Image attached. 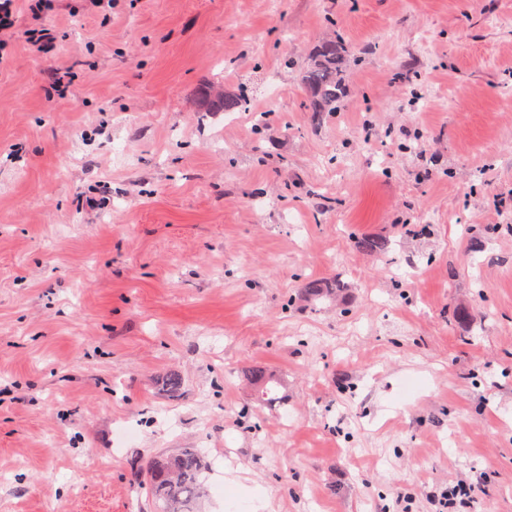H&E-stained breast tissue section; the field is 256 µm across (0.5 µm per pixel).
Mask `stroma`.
Returning a JSON list of instances; mask_svg holds the SVG:
<instances>
[{
	"mask_svg": "<svg viewBox=\"0 0 512 512\" xmlns=\"http://www.w3.org/2000/svg\"><path fill=\"white\" fill-rule=\"evenodd\" d=\"M52 23L51 55L18 36L0 65V512H153L132 474L178 448L201 512H434L461 479L455 512H512V0ZM333 39L349 97L317 126L299 72ZM202 98L207 112H235L246 111L247 99L239 92H226L221 95H212L208 88L203 89ZM251 377L255 385V395L261 403H270L279 399L277 388L283 386L280 378L262 368L253 369Z\"/></svg>",
	"mask_w": 512,
	"mask_h": 512,
	"instance_id": "1",
	"label": "stroma"
}]
</instances>
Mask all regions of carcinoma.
<instances>
[{
  "mask_svg": "<svg viewBox=\"0 0 512 512\" xmlns=\"http://www.w3.org/2000/svg\"><path fill=\"white\" fill-rule=\"evenodd\" d=\"M352 47L341 40L323 42L303 69L300 81L305 90V110L310 112L313 124L319 125L337 112L346 98L345 63ZM205 111L235 112L247 109V99L239 93L213 95L209 89L202 92ZM255 395L258 401L270 403L276 399L277 388L283 386L280 378L261 368L252 371ZM204 457L196 448H179L171 453L152 458L144 478L136 484L151 501L160 504V512H199L203 493L202 474Z\"/></svg>",
  "mask_w": 512,
  "mask_h": 512,
  "instance_id": "cac0c4a2",
  "label": "carcinoma"
}]
</instances>
